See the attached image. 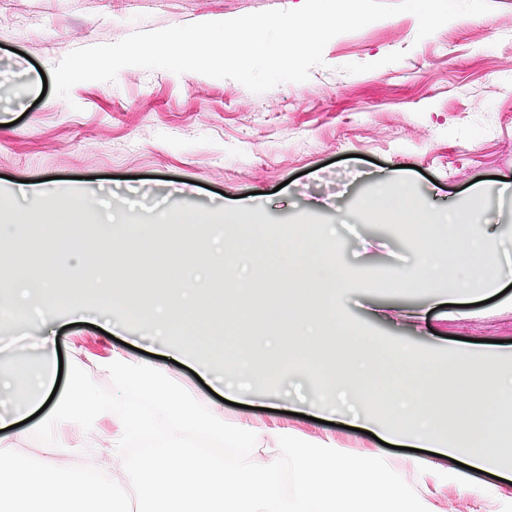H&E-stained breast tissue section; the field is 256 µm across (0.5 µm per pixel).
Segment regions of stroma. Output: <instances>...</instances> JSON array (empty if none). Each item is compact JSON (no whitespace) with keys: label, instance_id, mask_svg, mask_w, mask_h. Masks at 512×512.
Listing matches in <instances>:
<instances>
[{"label":"stroma","instance_id":"stroma-1","mask_svg":"<svg viewBox=\"0 0 512 512\" xmlns=\"http://www.w3.org/2000/svg\"><path fill=\"white\" fill-rule=\"evenodd\" d=\"M301 0H0V187L61 177L66 188L123 200L129 220L159 226L178 206L261 211L272 222L326 220L354 271L410 273L422 263L408 226L348 224L380 181L406 174L433 223L448 207L497 228L496 258L512 267V0H492L483 20L455 18L418 35L404 12L331 39L307 81L255 94L232 79L123 68L115 82L74 85L68 98L43 91V76L69 52L112 44L135 31L230 20ZM450 288L409 293L345 290L339 301L361 325L429 350L500 358L512 375V290L478 306H449ZM91 310L46 312L35 336L0 351L1 367L39 364V337L61 348L57 390L75 376L91 395L126 400L94 373L90 356L118 342L143 360L158 350L146 328L119 339ZM315 383L301 370L279 382L288 394L245 398L237 414L340 448L375 438L298 417ZM460 492L440 483L438 512H512V479L484 473Z\"/></svg>","mask_w":512,"mask_h":512}]
</instances>
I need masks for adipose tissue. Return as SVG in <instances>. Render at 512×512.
Listing matches in <instances>:
<instances>
[{"label": "adipose tissue", "instance_id": "1", "mask_svg": "<svg viewBox=\"0 0 512 512\" xmlns=\"http://www.w3.org/2000/svg\"><path fill=\"white\" fill-rule=\"evenodd\" d=\"M369 219L383 224H412L425 260L418 274L401 275L398 286L410 291L424 282L448 281L456 304H468L479 288H494L506 270L492 262V231H465L466 217L448 214V232L438 237L425 225L426 212L415 205L405 181L383 183L377 196L365 200ZM96 374L126 393L151 404L145 416L139 403L100 408L109 429L87 424L91 402L84 390L71 388L63 400L67 430L44 446L40 457L21 449L28 436L22 421L44 406L56 384L53 355L38 368L0 375V397L11 403L0 413V512H129L133 472L152 475L156 496L147 512H432L410 487L437 480L438 465L426 458L396 469L378 451L337 449L326 454L302 442L288 445L291 486L280 484V465L256 452L233 466L196 448L199 437L223 443L263 444L277 428L251 425L202 404L165 368L135 363L121 351L92 357ZM164 429L163 448L143 454L136 467L125 461L132 440L153 425Z\"/></svg>", "mask_w": 512, "mask_h": 512}]
</instances>
